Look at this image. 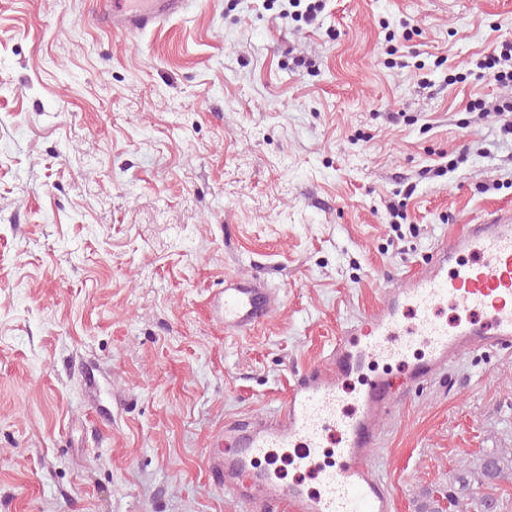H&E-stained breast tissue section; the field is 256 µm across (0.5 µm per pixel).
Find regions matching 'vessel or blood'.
Masks as SVG:
<instances>
[{"mask_svg":"<svg viewBox=\"0 0 512 512\" xmlns=\"http://www.w3.org/2000/svg\"><path fill=\"white\" fill-rule=\"evenodd\" d=\"M194 0H88L112 30L140 33L185 14ZM480 256L463 265L459 256ZM277 300L255 273L224 283V327L245 332L271 317ZM460 307L453 325L436 320L442 306ZM512 349V208L443 240L430 260L393 286L386 301L337 342L327 367L302 373L283 405L269 415L232 423L210 471L249 512H393V494L376 474L372 451L379 421L402 389L390 376L366 379L349 396L342 378L378 361L409 365L419 383L447 373L464 354ZM291 451L296 469L319 476L318 487L275 479V449Z\"/></svg>","mask_w":512,"mask_h":512,"instance_id":"1","label":"vessel or blood"}]
</instances>
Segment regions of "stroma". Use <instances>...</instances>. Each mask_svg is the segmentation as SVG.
<instances>
[{
    "mask_svg": "<svg viewBox=\"0 0 512 512\" xmlns=\"http://www.w3.org/2000/svg\"><path fill=\"white\" fill-rule=\"evenodd\" d=\"M323 2L197 0L123 34L87 0H0V512H247L209 479L225 423L512 207V85L475 72L512 0ZM253 271L274 313L225 330L224 280ZM380 428L395 512L452 490L512 512V478L469 473L512 457V353L466 356Z\"/></svg>",
    "mask_w": 512,
    "mask_h": 512,
    "instance_id": "1",
    "label": "stroma"
}]
</instances>
